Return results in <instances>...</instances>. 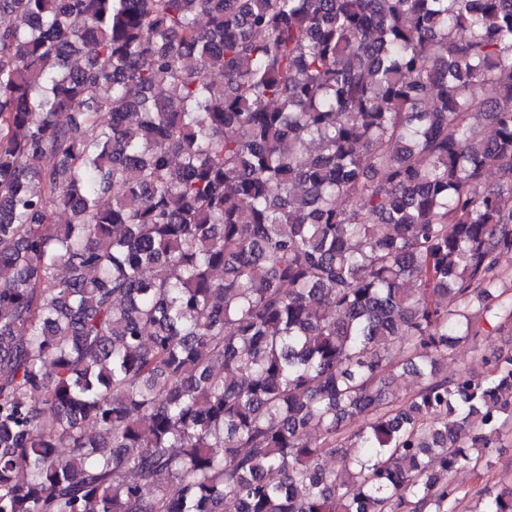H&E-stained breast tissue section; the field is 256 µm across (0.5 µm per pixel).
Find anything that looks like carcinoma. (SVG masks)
I'll return each instance as SVG.
<instances>
[{"label":"carcinoma","mask_w":512,"mask_h":512,"mask_svg":"<svg viewBox=\"0 0 512 512\" xmlns=\"http://www.w3.org/2000/svg\"><path fill=\"white\" fill-rule=\"evenodd\" d=\"M4 14L0 512H455L512 434V354L442 369L512 329V0ZM495 324L483 325L484 328L490 332L489 336H484L478 346V351L471 346H462L458 348L455 353L448 358L446 370L448 376L458 373L466 368L475 367L477 359L482 350L498 349L502 351H510L512 349V334L509 332H499L494 330Z\"/></svg>","instance_id":"obj_1"}]
</instances>
